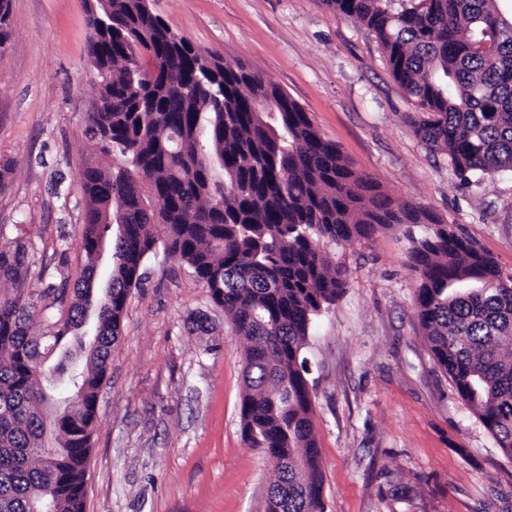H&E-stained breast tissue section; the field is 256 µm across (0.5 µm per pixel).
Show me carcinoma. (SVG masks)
I'll use <instances>...</instances> for the list:
<instances>
[{
    "instance_id": "carcinoma-1",
    "label": "carcinoma",
    "mask_w": 512,
    "mask_h": 512,
    "mask_svg": "<svg viewBox=\"0 0 512 512\" xmlns=\"http://www.w3.org/2000/svg\"><path fill=\"white\" fill-rule=\"evenodd\" d=\"M375 36L414 99L415 135L462 176L512 172V21L497 0H324ZM101 111L79 172L83 258L67 311L29 291L24 230L0 241V512H85L97 390L131 288L158 248L186 262L247 341L240 418L276 460L265 512H325L303 350L347 285L319 240L406 226L432 360L512 460V274L355 170L256 71L177 37L148 0H86ZM109 256L103 289L93 250ZM39 316L47 334L32 331ZM77 346L85 360L73 359Z\"/></svg>"
}]
</instances>
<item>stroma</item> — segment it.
<instances>
[{
    "label": "stroma",
    "mask_w": 512,
    "mask_h": 512,
    "mask_svg": "<svg viewBox=\"0 0 512 512\" xmlns=\"http://www.w3.org/2000/svg\"><path fill=\"white\" fill-rule=\"evenodd\" d=\"M197 49L275 83L394 202L413 201L512 273V172L461 180L415 136L374 35L324 0H151ZM0 51V234L24 229L39 293L74 283L98 88L84 0H10ZM401 227L322 240L347 272L304 355L326 512H512V461L433 363ZM244 348L190 267L157 253L97 398L85 512H263L273 461L242 434Z\"/></svg>",
    "instance_id": "obj_1"
}]
</instances>
